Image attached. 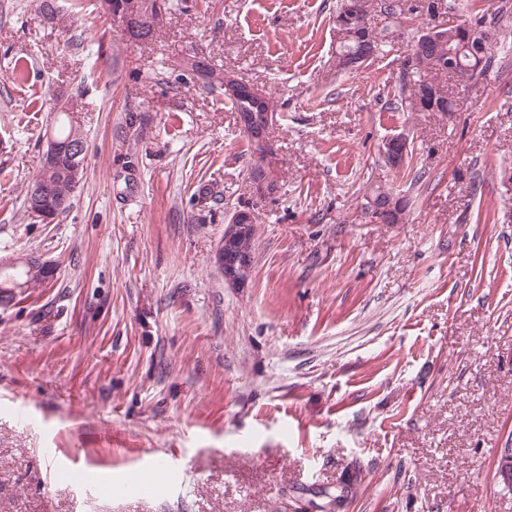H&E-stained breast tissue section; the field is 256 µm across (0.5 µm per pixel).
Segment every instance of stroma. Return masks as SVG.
Listing matches in <instances>:
<instances>
[{
  "mask_svg": "<svg viewBox=\"0 0 512 512\" xmlns=\"http://www.w3.org/2000/svg\"><path fill=\"white\" fill-rule=\"evenodd\" d=\"M336 5L171 0L134 44L94 0H58L57 26L0 0V263L53 271L0 304V512H318L354 472L343 512H512V34L448 83L451 115L402 112L412 31L337 70ZM198 50L275 98L274 198L222 92L179 67ZM59 109L88 151L44 224L24 195ZM378 182L403 223L364 218ZM243 209L233 288L214 255ZM409 143V135L406 133H399L383 140L379 150L386 165L394 169L400 168L405 162ZM255 224L247 211H237L224 226V237L216 249V260L224 271V282L244 284L253 271ZM247 242V245L245 243Z\"/></svg>",
  "mask_w": 512,
  "mask_h": 512,
  "instance_id": "stroma-1",
  "label": "stroma"
}]
</instances>
